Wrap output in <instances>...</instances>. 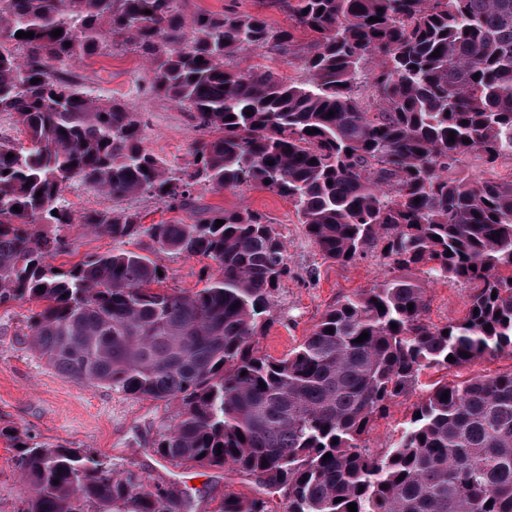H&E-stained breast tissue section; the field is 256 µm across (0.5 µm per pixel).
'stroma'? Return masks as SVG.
I'll return each instance as SVG.
<instances>
[{
    "label": "stroma",
    "instance_id": "stroma-1",
    "mask_svg": "<svg viewBox=\"0 0 512 512\" xmlns=\"http://www.w3.org/2000/svg\"><path fill=\"white\" fill-rule=\"evenodd\" d=\"M187 14L235 10L263 14L276 27L288 24L287 14L273 0H186ZM71 78L84 83L89 93L108 101L114 98L134 103L144 124L145 145L174 167L191 159L197 138L188 112L174 103L153 96L149 61L133 49H116L83 62L66 65ZM63 199L75 214L88 209L136 208L147 222L161 220L157 203L149 196L113 199L78 181L69 182ZM201 205L236 208L242 205L265 214L281 234L291 274L273 293L271 325L258 338L260 350L279 359L303 342L322 318L326 308L344 297L373 287L385 269L381 246H373L358 262L342 265L322 257L299 224L287 199L259 185L224 192L205 191ZM70 245L62 263L88 255L121 249L111 236L94 234L80 225L62 230ZM130 250L150 256L161 265L170 286L187 292L203 287L214 273L212 261L187 259L155 251L148 238L131 241ZM472 292L470 284L448 280L427 282L428 323L444 326L462 319ZM34 304L19 301L0 307V429L38 436L51 445L87 452L117 469L136 468L162 483L191 496L189 512H215L225 494L249 495L254 483L220 468L207 469L184 462H170L155 455L152 443L161 422L171 420L175 404L135 398L104 387H89L50 367L22 344L17 333ZM512 372V353L449 369L423 371L407 396L398 398L377 416L365 444L369 451L386 453L403 435L416 404L425 390L441 382L456 385L477 375ZM32 494L17 467L15 451L0 438V512H17Z\"/></svg>",
    "mask_w": 512,
    "mask_h": 512
}]
</instances>
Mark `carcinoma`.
Segmentation results:
<instances>
[{
  "instance_id": "1",
  "label": "carcinoma",
  "mask_w": 512,
  "mask_h": 512,
  "mask_svg": "<svg viewBox=\"0 0 512 512\" xmlns=\"http://www.w3.org/2000/svg\"><path fill=\"white\" fill-rule=\"evenodd\" d=\"M183 2L0 0V112L26 134L0 141V306L40 303L20 342L86 386L175 403L156 455L230 467L262 487L224 495L216 512H512V372L437 385L393 448L364 446L424 370L512 351V178L448 177L471 153L491 168L512 158V0H279L286 28L234 10L189 17ZM128 46L152 60L151 91L201 133L182 168L145 147L131 103H101L59 75ZM268 50L298 60L300 78L234 65ZM74 178L201 213L146 224L138 210L102 209L80 223L210 259L216 273L186 293L132 250L54 264L67 240L31 226L75 223L61 198ZM251 184L287 198L326 259L346 265L379 240L388 247L389 276L331 306L280 360L257 336L290 274L284 242L263 214L201 212L194 195ZM419 266L431 281L473 284L459 322L426 323V289L395 275ZM0 438L34 492L19 512L187 508L137 469L29 434Z\"/></svg>"
}]
</instances>
